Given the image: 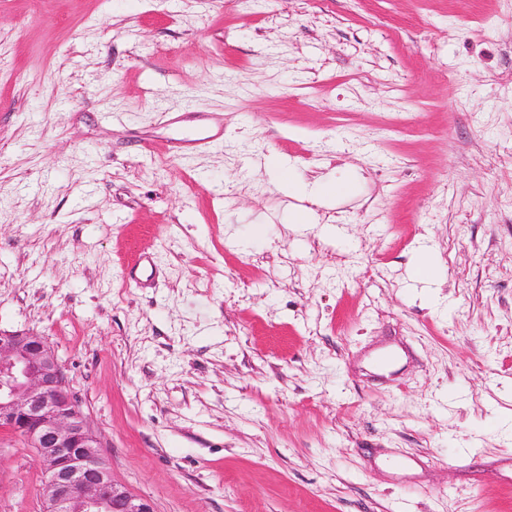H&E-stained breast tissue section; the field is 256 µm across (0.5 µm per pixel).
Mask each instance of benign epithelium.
Masks as SVG:
<instances>
[{
    "instance_id": "obj_1",
    "label": "benign epithelium",
    "mask_w": 512,
    "mask_h": 512,
    "mask_svg": "<svg viewBox=\"0 0 512 512\" xmlns=\"http://www.w3.org/2000/svg\"><path fill=\"white\" fill-rule=\"evenodd\" d=\"M0 428L40 462L43 512H155L114 480L57 357L28 330H0Z\"/></svg>"
}]
</instances>
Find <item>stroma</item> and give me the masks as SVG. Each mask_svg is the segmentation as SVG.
I'll use <instances>...</instances> for the list:
<instances>
[{"label":"stroma","instance_id":"stroma-1","mask_svg":"<svg viewBox=\"0 0 512 512\" xmlns=\"http://www.w3.org/2000/svg\"><path fill=\"white\" fill-rule=\"evenodd\" d=\"M0 329L156 512H512V0H0Z\"/></svg>","mask_w":512,"mask_h":512}]
</instances>
